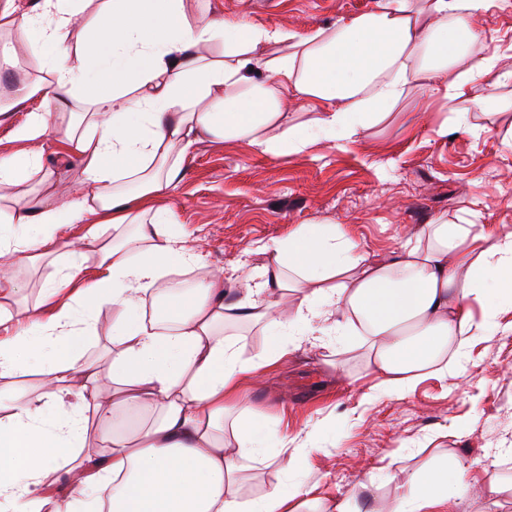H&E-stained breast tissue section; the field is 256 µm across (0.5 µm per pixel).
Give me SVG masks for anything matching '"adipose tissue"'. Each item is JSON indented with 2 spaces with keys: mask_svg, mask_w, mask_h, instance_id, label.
Instances as JSON below:
<instances>
[{
  "mask_svg": "<svg viewBox=\"0 0 512 512\" xmlns=\"http://www.w3.org/2000/svg\"><path fill=\"white\" fill-rule=\"evenodd\" d=\"M490 0H377L333 28L297 33L247 22L202 20L189 0H0V69H16L15 33L51 48L43 78L14 80L0 117L27 112L19 141L55 135L80 189L62 196L36 151L0 157V256L19 267L50 255L64 264L46 285L57 309L36 304L24 331L0 341V498L43 512L48 480L66 488L56 512H316L309 489L272 487L257 502L235 478L261 453L259 438L226 414L243 375L288 354L287 337L318 344L354 336L378 390L400 397L426 375L457 374L473 340L512 310V233L440 215L388 259L371 257L341 224H301L275 242L273 265L242 288L206 276L178 292L168 273L197 264L169 231L162 206L185 157L201 142L244 140L288 156L320 140L355 142L406 97L428 90L471 109L511 104L473 18ZM223 42L224 56L203 47ZM287 46L269 57L263 48ZM481 81L484 99L468 87ZM306 102L307 133L284 107ZM80 121L55 124L63 111ZM39 183H32V176ZM72 224L116 227L69 250ZM97 277L78 287L87 259ZM166 299L168 327L146 318L147 290ZM480 314H473L472 305ZM108 306L114 347L85 359L96 311ZM230 324L268 336L260 360L244 358ZM35 375L20 392L10 378ZM152 419L123 431L126 414ZM95 428H88V421ZM107 453L74 459L89 432ZM468 487V468H422L402 480L391 512H437Z\"/></svg>",
  "mask_w": 512,
  "mask_h": 512,
  "instance_id": "obj_1",
  "label": "adipose tissue"
}]
</instances>
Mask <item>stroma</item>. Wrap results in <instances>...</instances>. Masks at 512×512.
<instances>
[{"label":"stroma","mask_w":512,"mask_h":512,"mask_svg":"<svg viewBox=\"0 0 512 512\" xmlns=\"http://www.w3.org/2000/svg\"><path fill=\"white\" fill-rule=\"evenodd\" d=\"M375 2L191 0V7L203 19L305 33L369 11ZM475 21L494 37L487 52L506 75L498 93L512 98V0H494ZM26 117L19 111L0 125V156L43 150L60 186L75 192L78 173L61 165L63 147L54 137L14 140V127ZM443 126L447 135H438ZM511 126L512 109L458 124L447 100L426 92L401 100L345 150L322 140L307 152L274 158L241 140L198 145L164 201L172 231L205 262L182 274L238 279L259 265L258 246L284 239L297 225L329 219L344 224L373 257L439 214L453 219L468 210L489 230L512 231V149L502 143ZM56 270L49 257L34 268H15L23 289L4 303L13 320L26 318ZM324 342L313 350L289 340L287 357L243 376V417L275 463L246 471L240 495L257 499L273 486L299 485L328 502L368 477L372 506L385 512L403 476L447 459L464 461L481 482L490 474L512 478V312L500 316L490 339L471 342L461 374L425 376L399 398L365 401L378 378L362 349L349 336ZM292 456L297 465H289Z\"/></svg>","instance_id":"obj_1"}]
</instances>
